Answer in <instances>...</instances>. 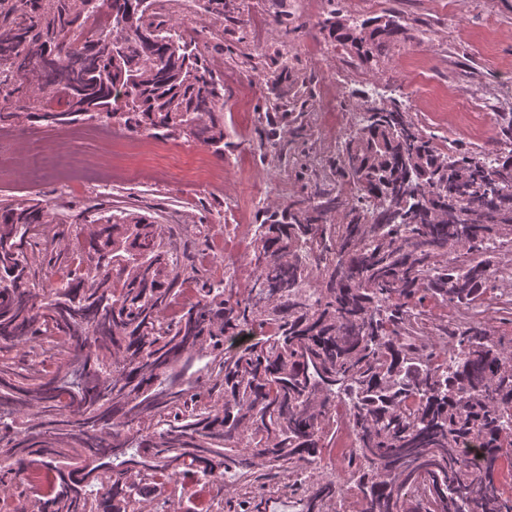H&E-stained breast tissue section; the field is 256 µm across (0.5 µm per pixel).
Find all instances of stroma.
<instances>
[{"instance_id": "35a3bbf8", "label": "stroma", "mask_w": 512, "mask_h": 512, "mask_svg": "<svg viewBox=\"0 0 512 512\" xmlns=\"http://www.w3.org/2000/svg\"><path fill=\"white\" fill-rule=\"evenodd\" d=\"M360 18L401 13L408 39L392 45L378 69L364 71L346 51L320 32L329 6ZM227 0L224 18L195 7L193 0H164V20L179 23L200 41L207 62L224 82V153L186 138L159 139L157 152L143 156L128 178L100 183L92 170L60 181L48 172L35 183L0 187V200H36L50 218L81 221L85 208L99 202L133 207L162 224H181L189 242L210 236V249L197 265L219 279L237 272L246 288L252 270L246 255L220 250L224 236L249 237L261 214L282 206L304 184L329 174V162L351 130L350 119L364 104L362 94L379 86L398 98L422 131L439 143L466 147L490 145L496 115L512 112V0ZM317 42L318 55L307 54ZM281 54L290 77L273 86L271 59ZM302 91L307 124L290 138V160L263 150L257 118L276 94ZM334 109L333 126L318 124L324 105ZM13 145H0V163L13 147L36 141L53 151L69 128L21 120ZM222 172L220 187L203 186L199 170Z\"/></svg>"}]
</instances>
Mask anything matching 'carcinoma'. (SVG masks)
Here are the masks:
<instances>
[{
  "label": "carcinoma",
  "mask_w": 512,
  "mask_h": 512,
  "mask_svg": "<svg viewBox=\"0 0 512 512\" xmlns=\"http://www.w3.org/2000/svg\"><path fill=\"white\" fill-rule=\"evenodd\" d=\"M162 0H0V125L111 121L224 155V82ZM321 30L365 71L400 17L334 10ZM305 101L279 94L258 133L281 147ZM316 186L252 225L246 290L199 275L174 224L99 203L82 224L0 202V486L12 512H252L286 476L301 512H512V112L497 145L444 151L395 100L363 113ZM58 268L45 283L36 257ZM196 303L171 312L188 280ZM451 307L447 320L434 309ZM260 335L232 350L244 328ZM344 407L343 480L308 470ZM41 471L44 491L29 489ZM234 489H228L226 479Z\"/></svg>",
  "instance_id": "obj_1"
}]
</instances>
